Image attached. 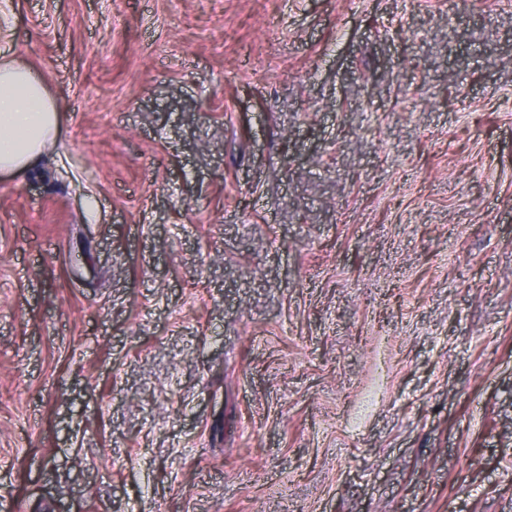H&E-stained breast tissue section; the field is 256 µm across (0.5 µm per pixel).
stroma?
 <instances>
[{
  "mask_svg": "<svg viewBox=\"0 0 512 512\" xmlns=\"http://www.w3.org/2000/svg\"><path fill=\"white\" fill-rule=\"evenodd\" d=\"M0 512H512V0H0ZM58 133V113L41 76L0 58V171L22 173Z\"/></svg>",
  "mask_w": 512,
  "mask_h": 512,
  "instance_id": "35a3bbf8",
  "label": "stroma"
}]
</instances>
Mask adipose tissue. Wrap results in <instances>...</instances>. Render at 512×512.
<instances>
[{"label": "adipose tissue", "mask_w": 512, "mask_h": 512, "mask_svg": "<svg viewBox=\"0 0 512 512\" xmlns=\"http://www.w3.org/2000/svg\"><path fill=\"white\" fill-rule=\"evenodd\" d=\"M58 133V113L41 76L0 58V171L23 172L41 158Z\"/></svg>", "instance_id": "1"}]
</instances>
